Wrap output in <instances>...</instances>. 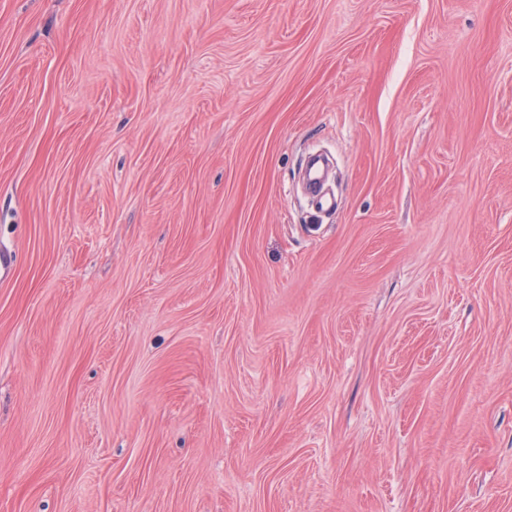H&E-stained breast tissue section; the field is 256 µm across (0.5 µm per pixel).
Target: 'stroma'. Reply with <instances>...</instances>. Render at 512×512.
<instances>
[{"mask_svg": "<svg viewBox=\"0 0 512 512\" xmlns=\"http://www.w3.org/2000/svg\"><path fill=\"white\" fill-rule=\"evenodd\" d=\"M0 512H512V0H0Z\"/></svg>", "mask_w": 512, "mask_h": 512, "instance_id": "35a3bbf8", "label": "stroma"}]
</instances>
